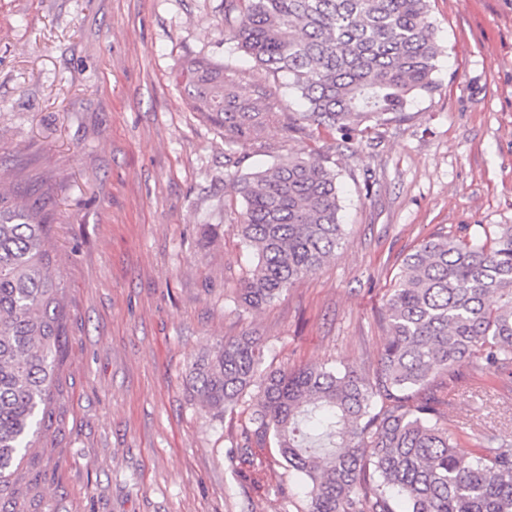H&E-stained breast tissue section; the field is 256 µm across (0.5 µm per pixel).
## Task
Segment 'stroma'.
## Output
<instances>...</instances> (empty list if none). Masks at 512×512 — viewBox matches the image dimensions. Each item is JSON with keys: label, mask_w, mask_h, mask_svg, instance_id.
I'll return each instance as SVG.
<instances>
[{"label": "stroma", "mask_w": 512, "mask_h": 512, "mask_svg": "<svg viewBox=\"0 0 512 512\" xmlns=\"http://www.w3.org/2000/svg\"><path fill=\"white\" fill-rule=\"evenodd\" d=\"M437 90L347 140L266 128L229 145L186 103V60L223 64L280 111L300 100L224 38V0H0V173L54 191L56 274L69 311L65 399L45 512H304L263 453L268 492L233 457L248 413H205L189 366L225 336L265 346L267 369L366 372L384 297L425 239L512 224V0H432ZM322 155L346 238L315 273L258 310L238 304L256 259L232 179ZM448 420L512 442V376H464Z\"/></svg>", "instance_id": "1"}]
</instances>
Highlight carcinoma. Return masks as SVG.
Masks as SVG:
<instances>
[{
	"label": "carcinoma",
	"instance_id": "carcinoma-1",
	"mask_svg": "<svg viewBox=\"0 0 512 512\" xmlns=\"http://www.w3.org/2000/svg\"><path fill=\"white\" fill-rule=\"evenodd\" d=\"M431 0H224V37L268 73L288 76L303 110L285 129L344 137L430 95L441 49ZM190 108L254 144L278 116L260 87L240 95L224 66H182ZM239 231L257 263L240 302L258 309L318 270L341 245L337 173L319 155L290 156L239 177ZM50 187L0 177V512H42L60 421L68 336L53 275ZM387 337L369 375L326 364L261 371L259 338L226 337L189 367L200 406L222 418L250 397L240 458L266 493L259 451L274 446L307 498L305 512H512V445L479 438L457 451L448 383L512 371V224L484 235L440 234L406 256L383 304Z\"/></svg>",
	"mask_w": 512,
	"mask_h": 512
}]
</instances>
